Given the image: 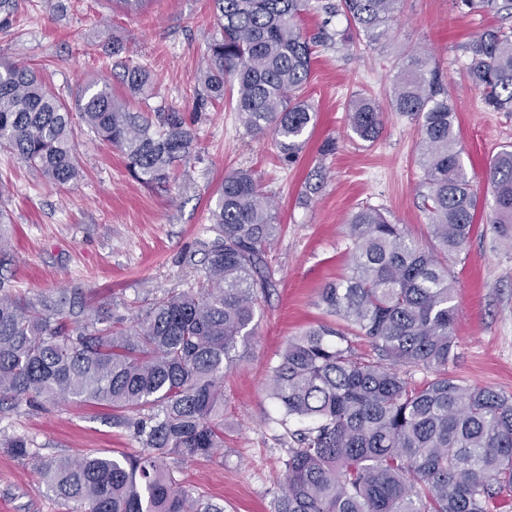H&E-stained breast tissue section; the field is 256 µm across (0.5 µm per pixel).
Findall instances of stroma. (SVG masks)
I'll list each match as a JSON object with an SVG mask.
<instances>
[{
    "mask_svg": "<svg viewBox=\"0 0 512 512\" xmlns=\"http://www.w3.org/2000/svg\"><path fill=\"white\" fill-rule=\"evenodd\" d=\"M311 0L302 16L307 36H351L350 46L316 49L306 99L316 118L294 166L282 164L272 134L248 132L231 102L208 107L194 129L197 148L170 183L147 186L122 154L84 126L75 133L80 177L59 187L0 149V226L11 246L0 254V285L38 297L80 292L94 305L132 319L144 298L194 288L205 264L198 240L208 238L209 208L225 174L247 169L274 199L279 229L267 251L273 286L258 307L256 334L224 377V446L209 458L169 460L173 477L224 512H273L290 439L267 383L288 340L329 323L317 304L327 283L350 266L348 222L365 205L381 208L412 236L426 240L429 215L419 195L420 131L392 106L401 65L424 54L439 73L455 111L461 163L480 197L482 215L494 199L487 182L492 157L512 144V114L492 112L467 77L465 45L511 21L494 13L466 14L452 0H401L384 38L366 43L344 17ZM219 35L212 0H149L136 15L110 0H15L12 24L0 30V58L28 64L61 96L77 84L111 83L112 43L123 60L156 77L135 106L151 114L193 113L198 76ZM371 98L384 114L378 140L356 138L347 121L350 99ZM327 178L309 205L299 196L309 177ZM455 286L457 357L448 370L465 383L512 396V248L479 223L463 252L449 259ZM26 437L45 457L141 449L132 428L89 403L19 402L0 410V512H65L33 468L4 444Z\"/></svg>",
    "mask_w": 512,
    "mask_h": 512,
    "instance_id": "35a3bbf8",
    "label": "stroma"
}]
</instances>
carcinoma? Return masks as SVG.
<instances>
[{
    "label": "carcinoma",
    "mask_w": 512,
    "mask_h": 512,
    "mask_svg": "<svg viewBox=\"0 0 512 512\" xmlns=\"http://www.w3.org/2000/svg\"><path fill=\"white\" fill-rule=\"evenodd\" d=\"M220 37L208 47L196 111L236 90V110L254 133L274 135L279 158L298 161L316 112L304 97L315 48L297 25L308 0H214ZM400 0H339L343 13L374 43ZM468 13L512 18V0H456ZM468 79L483 104L512 113V28L484 30L466 44ZM133 97L154 83L150 70L121 64ZM393 106L421 130L420 196L435 247L421 246L374 206L351 217L352 267L321 289L325 313L372 340L376 360L343 345L327 325L288 340L269 377L281 423L293 434L274 512H495L512 490V397L472 386L448 372L456 358L457 307L448 258L459 255L478 210L455 134L454 112L437 72L413 55L395 84ZM351 131L378 140L382 112L357 94ZM119 149L145 184L170 180L189 162L196 117L172 110L152 121L112 95L110 84L78 86L72 101L26 65L0 60V148L14 152L56 185L77 179L74 116ZM488 217L512 245V146L492 159ZM275 206L247 170L224 176L203 243L205 280L138 310L133 324L86 307L79 297L36 300L0 289V408L23 399L89 402L135 415L143 453L44 458L24 437L7 443L28 462L67 512H224L177 483L167 459L208 457L224 447V375L254 336L258 301L272 287L266 249L276 232ZM434 373L414 385L400 373Z\"/></svg>",
    "instance_id": "obj_1"
}]
</instances>
